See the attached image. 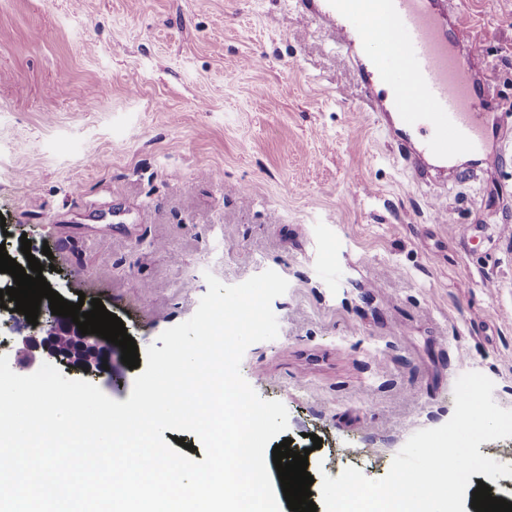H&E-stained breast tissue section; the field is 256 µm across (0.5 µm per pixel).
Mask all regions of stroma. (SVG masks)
<instances>
[{
    "instance_id": "35a3bbf8",
    "label": "stroma",
    "mask_w": 512,
    "mask_h": 512,
    "mask_svg": "<svg viewBox=\"0 0 512 512\" xmlns=\"http://www.w3.org/2000/svg\"><path fill=\"white\" fill-rule=\"evenodd\" d=\"M450 2L498 103L487 181L414 179L295 0H0V243L141 349L206 274L283 276L240 372L315 478L385 476L466 372L512 409V0Z\"/></svg>"
}]
</instances>
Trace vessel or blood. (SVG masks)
Instances as JSON below:
<instances>
[{"label": "vessel or blood", "instance_id": "obj_1", "mask_svg": "<svg viewBox=\"0 0 512 512\" xmlns=\"http://www.w3.org/2000/svg\"><path fill=\"white\" fill-rule=\"evenodd\" d=\"M324 37L338 46L360 36L358 84L379 124L411 155L448 163L480 153L495 117L488 110V65L475 46L448 49V29L461 26L447 0H297ZM383 19L368 29V13Z\"/></svg>", "mask_w": 512, "mask_h": 512}]
</instances>
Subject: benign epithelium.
<instances>
[{
	"instance_id": "benign-epithelium-1",
	"label": "benign epithelium",
	"mask_w": 512,
	"mask_h": 512,
	"mask_svg": "<svg viewBox=\"0 0 512 512\" xmlns=\"http://www.w3.org/2000/svg\"><path fill=\"white\" fill-rule=\"evenodd\" d=\"M2 326L13 332L22 326L27 329L26 334L16 338L15 344V366L22 369H30L46 357L95 376L103 371V365L112 362V347L94 334L81 335L69 317L52 315L33 326L12 316L0 322ZM62 333L75 337L74 344L67 350L60 349L55 343V336Z\"/></svg>"
}]
</instances>
